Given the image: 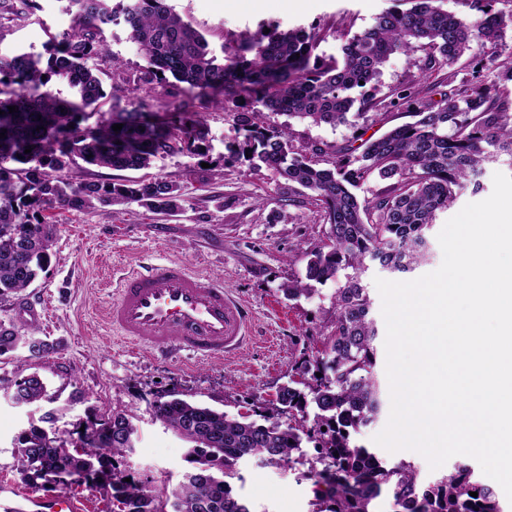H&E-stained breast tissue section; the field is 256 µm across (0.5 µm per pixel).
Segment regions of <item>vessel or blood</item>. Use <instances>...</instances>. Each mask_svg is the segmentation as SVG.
I'll list each match as a JSON object with an SVG mask.
<instances>
[{
	"label": "vessel or blood",
	"instance_id": "1",
	"mask_svg": "<svg viewBox=\"0 0 512 512\" xmlns=\"http://www.w3.org/2000/svg\"><path fill=\"white\" fill-rule=\"evenodd\" d=\"M106 319L134 345L159 354L221 359L241 353L249 340L250 314L223 280L204 278L180 262L131 267ZM0 512H83V506L64 494L30 493L1 504Z\"/></svg>",
	"mask_w": 512,
	"mask_h": 512
}]
</instances>
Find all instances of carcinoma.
<instances>
[{"mask_svg": "<svg viewBox=\"0 0 512 512\" xmlns=\"http://www.w3.org/2000/svg\"><path fill=\"white\" fill-rule=\"evenodd\" d=\"M493 2L466 0L472 15L465 20L437 0H412L408 9L386 10L362 31L339 35L337 53L327 59L316 54L326 39L320 28L281 31L277 24L261 23L224 43L219 63L203 35L168 0H119L115 6L112 0H71L73 23L53 37L47 60L33 54L0 57V133L6 132L0 138L1 311L50 263L57 225L47 221L46 212L87 210L98 203L116 215L133 203L154 212L179 208L180 186L164 176L75 185L66 175L74 159L141 170L159 158H206L207 123L193 107L222 109L229 101L238 109V136L225 146L224 161L264 167L308 190V204L328 225L323 237L301 249L305 276L282 284L281 291L296 299L311 296L313 282L340 283L335 318L321 334V348L295 367L279 392L287 422L232 419L175 394L155 400L153 417L191 444L185 458L190 468L170 491L131 473L129 482L116 476L135 447L133 416L94 410L58 433L56 396L37 374L1 380L0 389L12 391L15 403L51 406L13 442L16 470L27 486L54 492L85 483L120 504V512H249L233 495L231 480L239 461L253 456L270 465H309L316 486L312 512H370L384 490L401 512H506L467 464L424 487L411 463L387 466L352 443V433L373 423L384 407L376 373L378 330L363 284L369 264L406 273L427 262L426 236L437 212L467 187L479 191L485 165L512 162V97L495 89L512 84V47L504 42L512 12L493 11ZM117 20L147 60L150 81L172 78L182 84L186 106L161 116L141 99L99 112L106 93L88 62L108 53L104 28ZM421 50L425 56L418 59ZM393 54L407 56L426 80L450 69L438 82L436 102L425 82L391 90V97L413 111V123L356 147L323 148L295 145L287 124L253 121L262 107L316 125L357 128L376 107L370 90ZM466 55L494 74L493 85L478 71L456 81L451 68ZM54 78L76 90L75 98L54 92ZM10 106L16 112H8ZM115 124L122 129L113 130ZM374 180L388 182L386 189L364 194L363 186ZM26 344L37 359L57 348L34 329L21 334L0 320V357ZM88 426L91 438L80 431ZM305 441L314 444L311 459L302 452Z\"/></svg>", "mask_w": 512, "mask_h": 512, "instance_id": "cac0c4a2", "label": "carcinoma"}]
</instances>
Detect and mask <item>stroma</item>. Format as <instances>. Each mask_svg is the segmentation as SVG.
<instances>
[{
	"label": "stroma",
	"instance_id": "1",
	"mask_svg": "<svg viewBox=\"0 0 512 512\" xmlns=\"http://www.w3.org/2000/svg\"><path fill=\"white\" fill-rule=\"evenodd\" d=\"M172 5L207 39L214 54L225 41L255 29L268 20L282 28L317 26L355 33L369 26L389 8H409V0H304L292 9L270 0L259 11L227 5L225 0H171ZM33 15L15 19L0 30V57L22 53L42 54L51 35L72 23L68 0H37ZM105 37L112 54L92 60L106 93L105 106L149 99L156 110L180 101L179 83L147 84L142 80L147 63L130 41L124 26H110ZM418 67L404 56L393 55L383 68L372 94L377 101L363 124L365 136H378L389 128L412 122L406 107L393 105L392 87H414L421 82ZM210 152L208 167L196 159L167 157L143 170H112L76 161L68 171L72 183L99 179L120 182L158 174L181 187L179 210L171 216L134 205L128 214L113 217L110 208L70 211L60 218L45 274L18 298L7 316L23 333L37 329L39 336L57 342L56 353L46 359L27 358L25 351L0 358V379L38 374L49 391L58 394L57 429L73 423L92 408L132 415L138 427L136 448L124 466L152 486L175 488L187 468V443L155 420L151 404L158 394L173 392L224 411L228 416L251 419L268 416L287 421L277 403L295 363L315 354L318 333L334 316L332 304L337 285H320L311 297L287 299L283 283L304 275L305 262L299 245L319 239L325 227L306 204L303 195L289 197L288 186L276 181L266 169L224 160L225 145L237 134L233 112L207 110ZM295 145L314 143L346 146L355 141L348 125L317 126L292 120ZM507 165H487L479 178L480 191L464 190L448 210L439 212L429 233L430 260L415 269V276L436 270L443 254L437 236L448 219L466 204L488 198L494 173H508ZM177 260L189 264L203 277H219L225 288L243 301L252 316L251 344L242 355L224 360H198L184 354L157 357L143 349L129 348L120 334L107 325L102 314L113 299V288L122 273L141 257ZM34 305L37 317L23 308ZM37 406H19L0 391V497L24 491L15 470L13 440ZM388 414L360 428L356 445L376 449L378 457L394 464L412 462L422 484L447 474L462 463V456L447 465L430 469L420 454L395 453L375 448L373 438L384 429ZM239 476L231 482L233 494L250 512H311L315 487L307 466L267 465L247 458L238 465Z\"/></svg>",
	"mask_w": 512,
	"mask_h": 512
}]
</instances>
